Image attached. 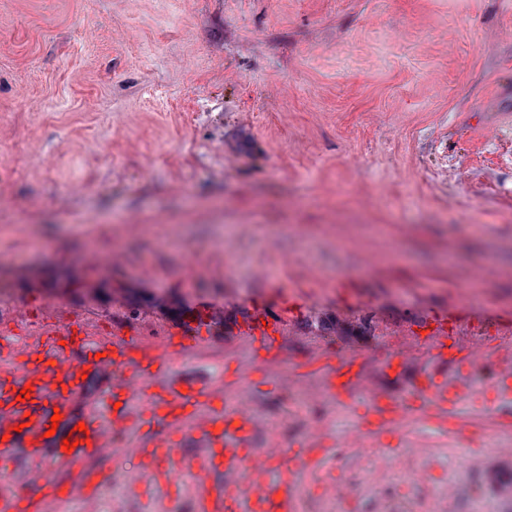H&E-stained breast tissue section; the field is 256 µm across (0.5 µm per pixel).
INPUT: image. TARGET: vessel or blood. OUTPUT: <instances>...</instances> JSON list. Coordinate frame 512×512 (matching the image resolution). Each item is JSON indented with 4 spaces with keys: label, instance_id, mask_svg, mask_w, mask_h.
Segmentation results:
<instances>
[{
    "label": "vessel or blood",
    "instance_id": "1",
    "mask_svg": "<svg viewBox=\"0 0 512 512\" xmlns=\"http://www.w3.org/2000/svg\"><path fill=\"white\" fill-rule=\"evenodd\" d=\"M285 305L257 310L242 332L250 345L258 347L262 360L280 368V382L291 387L300 379L295 367L283 360ZM218 310L196 308L178 335L108 337L81 322L73 327L43 328L39 336L26 331L0 335V464L9 465L24 456L28 482L40 489L37 497H26L8 488L0 489V512H42L46 502L89 496L97 486L123 480L119 469L85 468L86 460L139 461L138 475L126 481L129 495L148 506L180 505L191 498L193 512H299L295 491L297 470L316 467L319 449L291 450L276 443L268 448L256 445L255 417L241 400L227 409L214 401L218 387L189 379L163 380L184 348L205 342ZM430 354L446 358L463 351L476 362L479 351L467 349L461 337L434 336ZM318 370L328 389L348 387L353 370L336 368L330 356L318 359ZM107 377L110 387L105 407L110 417L101 420L92 413L76 414L72 399L80 392L84 374ZM30 397L18 401L21 389ZM430 404L436 417L453 416L468 398L464 387L449 385L446 378L430 377ZM59 424H52L53 414ZM406 407L373 398L358 428L359 440H368L379 429L395 428L407 420ZM137 419L142 433L135 443L117 442L112 434L129 419ZM193 440L199 454L181 463L180 449ZM73 441L72 451L62 448ZM81 466L82 471L66 483L56 482L46 465ZM187 465L195 478L193 495H186L177 471ZM280 475L269 479V465Z\"/></svg>",
    "mask_w": 512,
    "mask_h": 512
}]
</instances>
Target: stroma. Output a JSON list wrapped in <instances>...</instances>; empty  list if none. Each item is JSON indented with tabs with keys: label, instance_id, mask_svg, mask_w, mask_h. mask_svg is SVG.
<instances>
[{
	"label": "stroma",
	"instance_id": "1",
	"mask_svg": "<svg viewBox=\"0 0 512 512\" xmlns=\"http://www.w3.org/2000/svg\"><path fill=\"white\" fill-rule=\"evenodd\" d=\"M1 266L0 323L51 297L64 324L155 336L217 307L170 374L249 397L258 447L321 431L303 512H512L497 368L414 341L460 308L447 332L494 349L512 314V0H0ZM283 297L288 363L323 350L364 381L234 380L247 314ZM431 369L468 371L477 445L426 410ZM375 392L414 409L377 477L344 446Z\"/></svg>",
	"mask_w": 512,
	"mask_h": 512
}]
</instances>
